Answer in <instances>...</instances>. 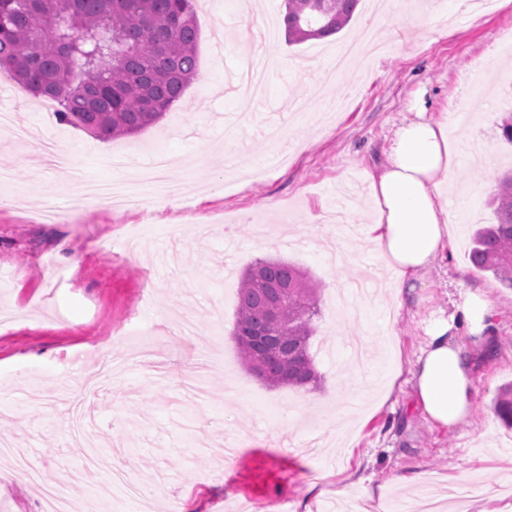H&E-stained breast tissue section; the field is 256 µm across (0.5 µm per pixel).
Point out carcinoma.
<instances>
[{
    "label": "carcinoma",
    "mask_w": 512,
    "mask_h": 512,
    "mask_svg": "<svg viewBox=\"0 0 512 512\" xmlns=\"http://www.w3.org/2000/svg\"><path fill=\"white\" fill-rule=\"evenodd\" d=\"M359 0H285L290 44L328 38ZM195 0H0V71L57 102L60 122L98 140L137 134L183 97L197 74ZM496 223L475 229L470 260L512 288V172L491 201ZM320 314L299 267L260 260L238 285L233 331L246 368L271 386H318L309 352ZM495 413L512 428V389Z\"/></svg>",
    "instance_id": "cac0c4a2"
}]
</instances>
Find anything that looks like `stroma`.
<instances>
[{
    "label": "stroma",
    "mask_w": 512,
    "mask_h": 512,
    "mask_svg": "<svg viewBox=\"0 0 512 512\" xmlns=\"http://www.w3.org/2000/svg\"><path fill=\"white\" fill-rule=\"evenodd\" d=\"M198 76L154 127L103 142L40 111L41 100L8 86L0 111L30 130L16 141L0 127V439L28 448L46 476L60 479L79 512H140L120 484L103 504L80 460L67 451L62 396L96 374L101 355L127 358L139 329L152 331L167 355L176 322L194 326L179 347L198 356L214 340L218 352L203 372L209 399L198 406L179 388L181 371L156 380L132 364L105 384L95 404L104 462L121 455L133 480H161L154 512H421L425 498L449 485L470 487L469 512L512 499L498 495L512 480V430L493 410L512 382V288L471 265L475 228L495 216L487 201L512 167V0L492 13L464 0L442 9L434 0H389L384 10L360 0L338 34L286 43L283 0H254L226 15L224 0H197ZM428 27L404 31L405 19ZM380 47L368 69L335 79L327 63L351 42ZM463 107L467 122L448 135L476 145L477 155L448 174L447 197L470 198L466 220H454V250L432 271L418 316L390 310L394 275L381 266L365 229L371 211L348 203L376 171L394 124L426 108L443 119ZM237 139H224L226 125ZM280 125V142L265 128ZM178 156L172 184L196 187L188 211L155 203L126 213L92 200L72 211L77 178L110 180L105 158L127 157L126 170L147 169L155 151ZM260 164L259 178L231 172ZM269 225L279 242L265 248L254 233ZM135 247L115 255L108 242L125 233ZM282 259L306 271L318 289L321 316L310 353L317 389L272 388L243 365L232 335L240 275L256 261ZM489 292L498 313L492 354L477 357L478 395L467 423L430 426L406 385L390 384L394 363L408 364L422 343V316L447 307L459 284ZM241 452L232 467L213 456L225 439ZM395 473L421 474L419 488L391 486ZM37 486L18 482L0 458V512H41Z\"/></svg>",
    "instance_id": "35a3bbf8"
}]
</instances>
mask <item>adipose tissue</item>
Instances as JSON below:
<instances>
[{"label": "adipose tissue", "instance_id": "obj_1", "mask_svg": "<svg viewBox=\"0 0 512 512\" xmlns=\"http://www.w3.org/2000/svg\"><path fill=\"white\" fill-rule=\"evenodd\" d=\"M460 156L448 125L426 112L392 131L385 158L368 185L373 222L367 232L397 280L396 311L420 304L434 269L447 266L452 214L442 189ZM496 306L480 290H463L446 310L424 319V340L409 362L407 382L426 422L448 429L468 421L477 397L476 357L494 343Z\"/></svg>", "mask_w": 512, "mask_h": 512}]
</instances>
